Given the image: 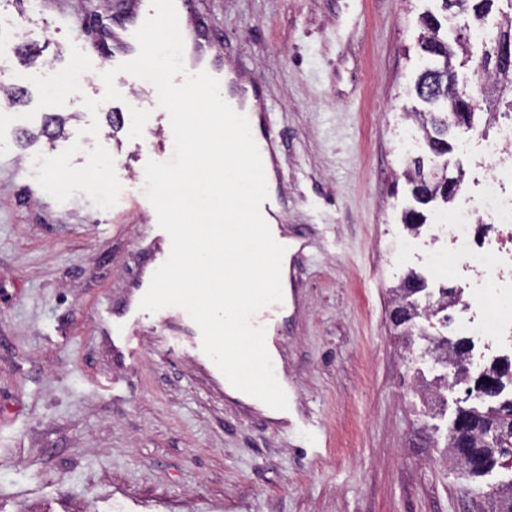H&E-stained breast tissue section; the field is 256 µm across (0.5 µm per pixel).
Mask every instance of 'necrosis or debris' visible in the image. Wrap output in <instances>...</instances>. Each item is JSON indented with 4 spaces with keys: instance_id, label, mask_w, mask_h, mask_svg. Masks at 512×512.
<instances>
[{
    "instance_id": "necrosis-or-debris-1",
    "label": "necrosis or debris",
    "mask_w": 512,
    "mask_h": 512,
    "mask_svg": "<svg viewBox=\"0 0 512 512\" xmlns=\"http://www.w3.org/2000/svg\"><path fill=\"white\" fill-rule=\"evenodd\" d=\"M475 137L485 175L448 223L431 228L428 260L433 273L451 267L467 276L469 294L456 331L493 350L512 339V121L500 124L494 136L479 130ZM479 220L489 225L482 236Z\"/></svg>"
}]
</instances>
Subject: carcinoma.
I'll list each match as a JSON object with an SVG mask.
<instances>
[{
  "label": "carcinoma",
  "instance_id": "cac0c4a2",
  "mask_svg": "<svg viewBox=\"0 0 512 512\" xmlns=\"http://www.w3.org/2000/svg\"><path fill=\"white\" fill-rule=\"evenodd\" d=\"M443 11L457 10L472 16L474 22L487 19L488 4L491 0H440ZM423 33L420 49L424 64L415 83L416 96L425 104V110L412 113L423 132L430 152L443 157L450 150L448 137L451 131L461 125L472 126L474 111L482 101H489L492 107L503 104L512 111V68L503 65L504 55L512 53V16L496 24L497 34L487 45L478 59L477 72L481 80L476 89L459 84L454 59L460 53H469L470 42L457 36L454 40L442 33V25L436 16L428 14L421 20ZM408 184L412 185L413 196L421 203L436 198L449 203L459 189L463 173L449 176L448 164L426 176L424 167L416 164L404 172ZM474 426L461 433L468 447H455L453 430H448L449 451L473 477L481 476L476 470L481 462L492 470L501 466L512 470V463H499V457L508 456L512 450L501 445L495 447L486 441L487 431L495 426L512 428V397H498L495 406L485 411L468 409Z\"/></svg>",
  "mask_w": 512,
  "mask_h": 512
}]
</instances>
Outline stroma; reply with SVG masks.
I'll list each match as a JSON object with an SVG mask.
<instances>
[{
	"label": "stroma",
	"instance_id": "obj_1",
	"mask_svg": "<svg viewBox=\"0 0 512 512\" xmlns=\"http://www.w3.org/2000/svg\"><path fill=\"white\" fill-rule=\"evenodd\" d=\"M214 41L258 77L278 132L275 155L289 237L310 242L294 273L295 308L273 361L294 388L292 426L228 392L211 363L186 351L191 321L164 308L144 320L128 357L112 322L155 236L129 113L112 119L103 85L50 100L49 69L76 43L108 55L116 0H0V86L25 89L0 112V512H491L512 474L471 477L445 448L464 386L424 404L417 375L432 370L421 337L391 318L393 288L413 272L433 280L429 227L448 205L417 206L402 172L414 158L464 174L481 146L454 128L434 157L406 115L421 65L419 16L436 0H193ZM100 100L90 115L83 97ZM64 117L59 136L46 116ZM98 120L97 137L82 128ZM413 137L411 153L401 144ZM74 166L94 144L114 160L115 206L83 192L47 195L27 158L73 143ZM426 223L410 231L405 211ZM415 239L414 252L400 243ZM322 434L306 453L307 422Z\"/></svg>",
	"mask_w": 512,
	"mask_h": 512
}]
</instances>
